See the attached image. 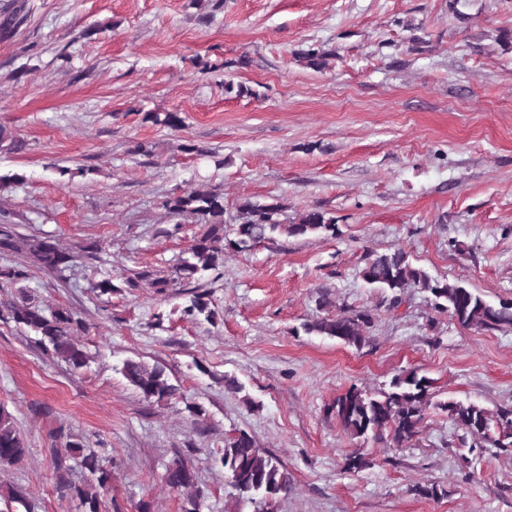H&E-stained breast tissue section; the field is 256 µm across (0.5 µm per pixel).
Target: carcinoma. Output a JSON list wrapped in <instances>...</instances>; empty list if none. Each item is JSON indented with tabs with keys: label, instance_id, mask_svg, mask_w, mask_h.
<instances>
[{
	"label": "carcinoma",
	"instance_id": "1",
	"mask_svg": "<svg viewBox=\"0 0 512 512\" xmlns=\"http://www.w3.org/2000/svg\"><path fill=\"white\" fill-rule=\"evenodd\" d=\"M165 209L173 218L204 225L205 231L194 239L188 257L180 259L167 274L154 277L150 272H139L127 279L130 287L137 286L139 280H148L162 292L184 282L202 280L209 271L224 266V253L229 250L249 251L277 235L334 237L338 232L336 219L319 209H310L298 220L290 221L284 218L285 207L281 202L262 204L250 199L236 205L237 214L229 229L224 193L217 190L174 196L166 200ZM10 224L9 214L0 212V251L24 254L38 268L56 274L62 273L72 260L71 255L47 240L15 233ZM361 276L369 286L387 293L392 307L405 301L407 289L418 288L431 294L436 311L448 314L464 328L512 326L511 299L493 304L460 282L433 278L413 266L408 254L399 247L369 252ZM9 316L73 370L87 366L88 355L76 339L85 327L73 312L61 308L48 313L23 295L21 301L9 307ZM373 325L369 311L343 309L334 316L305 324V330L360 349L370 342ZM121 373L146 400H168L178 391L177 386L169 382L165 367L157 363L150 365L140 358H129L123 361ZM431 388L430 378L410 371L393 377L388 388L377 392L351 387L334 400L330 410L350 437L366 441L378 440L387 434L393 444L400 446L419 432L424 412L433 404L447 412L454 424L473 439L469 451L484 444L491 448H512V407L491 414L471 402L448 400L434 404ZM25 454L23 439L12 418L0 408V467L16 464ZM219 461L227 484L239 501L252 505L253 512H277L278 503L288 493L292 479L275 456L263 451L243 432L224 441ZM54 463L59 490L78 500L82 512H101L111 478L103 466L102 455L75 439L55 449ZM75 465L95 479L80 484L70 480L68 474ZM194 480L193 471L183 462H176L166 470V482L172 488H188Z\"/></svg>",
	"mask_w": 512,
	"mask_h": 512
}]
</instances>
